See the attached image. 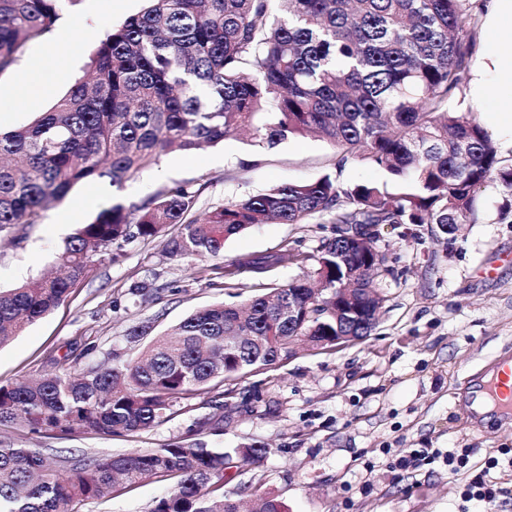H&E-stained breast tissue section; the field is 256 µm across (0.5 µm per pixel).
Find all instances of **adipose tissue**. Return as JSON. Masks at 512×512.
Wrapping results in <instances>:
<instances>
[{"label": "adipose tissue", "instance_id": "adipose-tissue-1", "mask_svg": "<svg viewBox=\"0 0 512 512\" xmlns=\"http://www.w3.org/2000/svg\"><path fill=\"white\" fill-rule=\"evenodd\" d=\"M487 41L470 79V97L489 113L493 130L512 144V53L502 52L512 41V0H490L485 19Z\"/></svg>", "mask_w": 512, "mask_h": 512}]
</instances>
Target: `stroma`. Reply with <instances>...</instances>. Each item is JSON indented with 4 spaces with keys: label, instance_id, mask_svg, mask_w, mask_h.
Here are the masks:
<instances>
[{
    "label": "stroma",
    "instance_id": "stroma-1",
    "mask_svg": "<svg viewBox=\"0 0 512 512\" xmlns=\"http://www.w3.org/2000/svg\"><path fill=\"white\" fill-rule=\"evenodd\" d=\"M143 6L144 0L65 5L60 22L80 23L77 55L66 71L19 96L12 92L15 73L49 40L28 43L13 71L0 75V130L48 111L83 76L105 33ZM325 175L344 184L383 178L362 163L337 167L334 149L316 137L259 152L236 135L191 155L168 154L120 191L105 181L96 187L102 204L117 197L129 205L172 182H187L200 189L202 210L278 183ZM87 189L84 183L74 186L21 239L0 241V289L54 268L63 240L94 216L72 209ZM479 199L483 221L465 225L450 249L424 224L384 229L380 246L394 272L382 280L379 323L370 336L337 349L297 347L287 362L200 395L192 409L160 426L109 439L90 433L43 436L34 438V446L51 449L57 461L131 453L176 442L202 422L219 419L223 433L217 441L225 450L247 444L269 450L257 464L229 469L224 491L243 502L272 494L286 512H475L476 501L463 496L468 475L449 478L444 454L467 448L480 466L494 449L512 448V422L475 426L466 413L473 375L496 358L512 357V222L498 218L505 200L498 181H488ZM66 210L70 224L56 226L55 215ZM332 236L324 217L310 224H257L228 240L223 258L182 260L167 258L162 240H136L117 261L96 266L51 314L0 348V383L21 382L49 368L50 358H63L76 339L92 346L96 362L113 348L135 356L141 347L127 343L129 326L151 319L160 334L197 308L258 294L255 274L232 271L233 262L287 247L305 254L304 263L270 272L269 283L282 284L312 272L311 254ZM140 283L158 288L154 302L142 304L131 295ZM422 448L435 451L436 459L399 467V459ZM175 485L158 479L115 492L109 501L87 503L80 512H149Z\"/></svg>",
    "mask_w": 512,
    "mask_h": 512
}]
</instances>
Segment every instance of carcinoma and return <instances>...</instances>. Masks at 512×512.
<instances>
[{
	"mask_svg": "<svg viewBox=\"0 0 512 512\" xmlns=\"http://www.w3.org/2000/svg\"><path fill=\"white\" fill-rule=\"evenodd\" d=\"M0 0V74L24 46L44 37L63 2ZM107 33L78 80L33 122L0 131V239L40 223L52 202L79 183L133 175L180 151L216 145L241 130L271 150L314 135L338 153L337 167L367 162L385 182L343 184L329 176L273 185L196 212L198 192L167 185L139 205L115 200L78 224L57 261L63 274L0 291V346L51 312L94 266L125 244L165 239L173 259L222 258L224 245L255 224H310L329 217L336 236L313 255L291 248L240 261L261 277L276 267L314 262L313 274L265 288L244 306L222 302L194 311L160 336L153 322L126 331L147 340L125 359L83 362L73 343L67 362L20 384H0V426L32 434L93 432L119 436L171 420L197 396L288 360L294 339L316 349L338 336H368L377 320L336 311L347 274L379 297L388 272L377 247L381 226L429 224L450 247L478 220V192L498 178L512 194V166L502 165L474 109L449 95L472 62L465 40L469 0H146ZM196 215H191V212ZM171 224L183 225L166 237ZM263 445L236 451L244 464ZM44 448L0 441V512H77L156 478L175 491L150 512H239L224 495L232 456L194 439L143 452L68 460L52 467ZM252 512H285L273 495Z\"/></svg>",
	"mask_w": 512,
	"mask_h": 512,
	"instance_id": "carcinoma-1",
	"label": "carcinoma"
}]
</instances>
